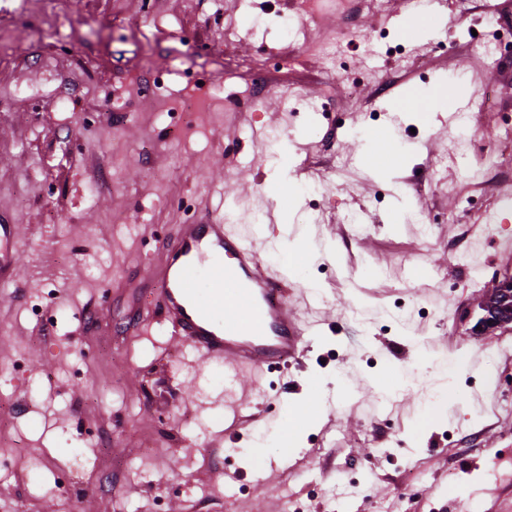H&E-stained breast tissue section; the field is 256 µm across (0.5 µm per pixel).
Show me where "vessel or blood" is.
Masks as SVG:
<instances>
[{"label": "vessel or blood", "instance_id": "1", "mask_svg": "<svg viewBox=\"0 0 512 512\" xmlns=\"http://www.w3.org/2000/svg\"><path fill=\"white\" fill-rule=\"evenodd\" d=\"M15 230L0 225V274L20 265ZM165 265L156 310L172 334L224 364V393L233 395L244 371L298 358L311 329L289 307L285 279L265 267L246 238L209 217L179 225L161 242Z\"/></svg>", "mask_w": 512, "mask_h": 512}]
</instances>
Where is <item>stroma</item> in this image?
Wrapping results in <instances>:
<instances>
[{
  "instance_id": "35a3bbf8",
  "label": "stroma",
  "mask_w": 512,
  "mask_h": 512,
  "mask_svg": "<svg viewBox=\"0 0 512 512\" xmlns=\"http://www.w3.org/2000/svg\"><path fill=\"white\" fill-rule=\"evenodd\" d=\"M323 3L306 27L303 0H0V225L22 264L0 285V512H512V323L474 330L512 278V148L482 183L440 151L460 113L472 166L512 126V0H438L416 36L405 0ZM457 68L473 92L414 107ZM269 126L285 178L318 167L328 190L279 197ZM354 126L392 139L382 175ZM236 195L267 214L237 227L260 258L295 248L290 306L318 333L228 399L151 306L159 239ZM440 358L458 368L434 404ZM403 370L418 384L379 402Z\"/></svg>"
}]
</instances>
